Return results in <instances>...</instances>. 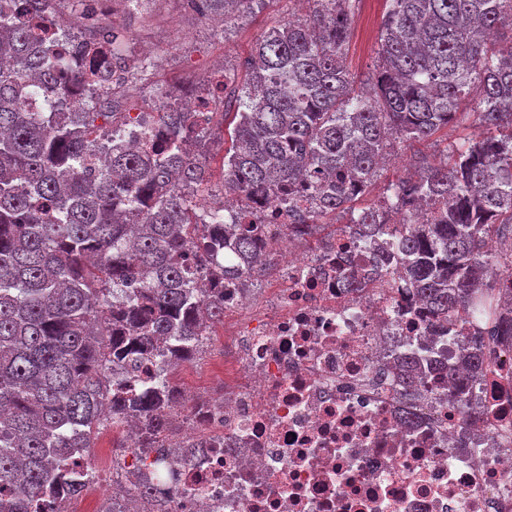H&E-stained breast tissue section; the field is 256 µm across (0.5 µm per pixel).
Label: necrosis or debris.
Listing matches in <instances>:
<instances>
[{
  "label": "necrosis or debris",
  "instance_id": "1",
  "mask_svg": "<svg viewBox=\"0 0 512 512\" xmlns=\"http://www.w3.org/2000/svg\"><path fill=\"white\" fill-rule=\"evenodd\" d=\"M71 0L74 13L121 12L128 27L154 0ZM281 197H250L251 223L268 227L271 277L249 304L225 280L224 318L235 326L222 402L183 403V442L204 452L172 466L166 439L140 453L136 438L106 449L110 470L149 481L165 512H512V351L466 381L475 425L441 400L454 366L428 313L394 263L362 262L338 232L325 249L291 253ZM352 264L361 289L337 270ZM418 358L430 393L402 399L399 366Z\"/></svg>",
  "mask_w": 512,
  "mask_h": 512
}]
</instances>
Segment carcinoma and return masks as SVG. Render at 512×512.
Segmentation results:
<instances>
[{"label": "carcinoma", "instance_id": "cac0c4a2", "mask_svg": "<svg viewBox=\"0 0 512 512\" xmlns=\"http://www.w3.org/2000/svg\"><path fill=\"white\" fill-rule=\"evenodd\" d=\"M16 24L0 10V512H43L72 481L104 419L129 417L149 439L168 432L181 391L167 374L224 321L206 288L209 262L231 279L258 280L264 230L241 202L266 189L288 197V216L319 224L344 213L394 245L405 281L438 327L468 315L491 326L460 355L462 372L495 365L512 346V288H486L499 240L512 252V0H387L369 97L345 65L358 0H305L307 19L256 41L251 78L229 92L235 122L224 149V209L235 221L199 224L201 161L210 128L169 93L153 113L145 149L90 139L118 136L115 112H56L68 59L43 25L50 0H23ZM264 0H205L229 20ZM83 79L136 63L105 22L86 50ZM27 89L48 111L22 107ZM476 104L461 112L462 101ZM453 125L482 132L447 146L439 161L383 184L393 209L426 216L393 223L365 202L394 144L415 148ZM162 356L161 383L134 379L136 363ZM414 362L401 396L423 397Z\"/></svg>", "mask_w": 512, "mask_h": 512}]
</instances>
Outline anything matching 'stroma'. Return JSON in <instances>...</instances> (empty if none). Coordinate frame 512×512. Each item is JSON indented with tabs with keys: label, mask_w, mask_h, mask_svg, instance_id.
Listing matches in <instances>:
<instances>
[{
	"label": "stroma",
	"mask_w": 512,
	"mask_h": 512,
	"mask_svg": "<svg viewBox=\"0 0 512 512\" xmlns=\"http://www.w3.org/2000/svg\"><path fill=\"white\" fill-rule=\"evenodd\" d=\"M307 9L304 0H264L254 14L218 28L205 18L185 11L179 0H161L138 37L162 50L165 73L205 85L221 70L234 87L246 79L245 62L264 30L303 16ZM386 9V0H359L353 16L346 63L357 86L365 90L370 87V77L377 65L378 35ZM223 355L224 333L218 325L203 350L173 371L172 377L180 389L194 395L218 396L223 391V380L217 363Z\"/></svg>",
	"instance_id": "35a3bbf8"
}]
</instances>
